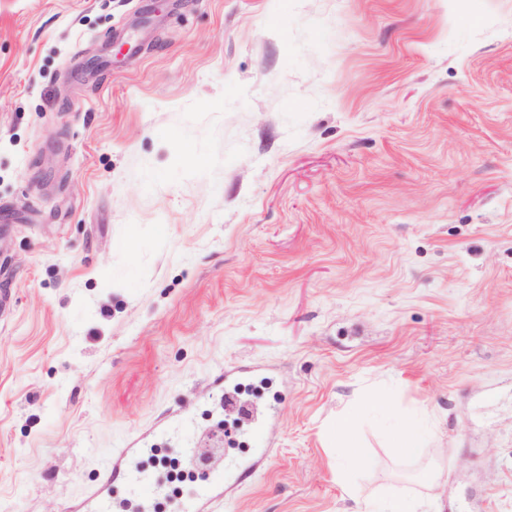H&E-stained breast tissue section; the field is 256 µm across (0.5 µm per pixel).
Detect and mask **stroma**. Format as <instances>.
<instances>
[{
	"label": "stroma",
	"mask_w": 512,
	"mask_h": 512,
	"mask_svg": "<svg viewBox=\"0 0 512 512\" xmlns=\"http://www.w3.org/2000/svg\"><path fill=\"white\" fill-rule=\"evenodd\" d=\"M0 291V512H512V0H0ZM199 471L204 486L199 502L194 507V510L196 512L214 511L219 506L224 507L223 496L221 493H218L219 490H222L228 484V477L224 468H218L214 465L206 466Z\"/></svg>",
	"instance_id": "35a3bbf8"
}]
</instances>
